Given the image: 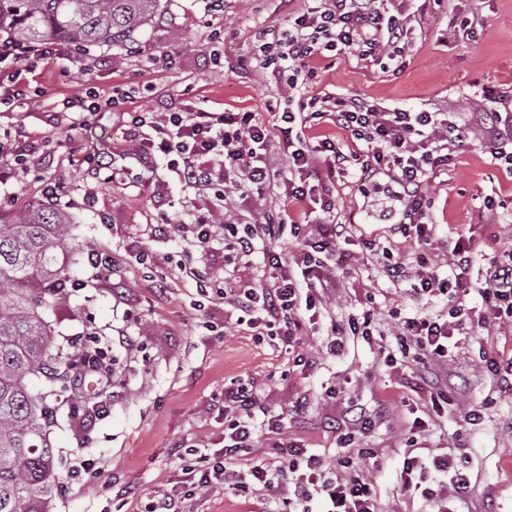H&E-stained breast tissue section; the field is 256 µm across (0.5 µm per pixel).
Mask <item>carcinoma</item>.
I'll return each mask as SVG.
<instances>
[{
	"label": "carcinoma",
	"instance_id": "cac0c4a2",
	"mask_svg": "<svg viewBox=\"0 0 512 512\" xmlns=\"http://www.w3.org/2000/svg\"><path fill=\"white\" fill-rule=\"evenodd\" d=\"M160 0H0V40L26 46L110 47L152 22ZM70 221L51 204L0 218V512H48L57 477L48 407L29 381L54 370L55 329L75 248Z\"/></svg>",
	"mask_w": 512,
	"mask_h": 512
}]
</instances>
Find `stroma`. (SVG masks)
I'll return each mask as SVG.
<instances>
[{"label": "stroma", "mask_w": 512, "mask_h": 512, "mask_svg": "<svg viewBox=\"0 0 512 512\" xmlns=\"http://www.w3.org/2000/svg\"><path fill=\"white\" fill-rule=\"evenodd\" d=\"M289 11L283 0H160L155 19L131 41L83 53L71 49L61 60H26L20 76L26 99L0 109V139L33 142L46 153L38 176L0 185V192L14 196L0 206V216L41 203L45 183H56L51 199L68 213L74 243L120 262L113 281L69 289L66 307L51 317L54 348L63 356L99 335L112 361L111 384L55 394L46 380L30 382L32 395L46 397L53 409L49 437L58 487L51 512H144L180 481L179 446L223 455L219 407L225 389L241 384L281 417L290 439L328 468L340 469L357 449L377 450L382 462L366 475L381 512H437L443 497L448 512H512V392L498 391L480 360L485 351L512 357V326L492 322L460 333L462 352L449 363L448 375L466 390L435 416L431 388L416 366L386 362L377 341L358 336L344 354L328 356L321 352L325 324L307 327L299 350L319 356L320 363L302 369L284 348L236 325L223 304L199 308L195 281L183 278L177 266L191 250L190 233L153 232L164 211L184 224L212 214L216 229L199 274L218 281L262 276L261 255L241 270L224 263L221 225L252 221L249 202L234 193L218 202L182 186L165 158H156L147 172L119 151L128 113L163 112L187 101L213 112H259L273 122L266 104L285 88L251 63L253 36L263 27L287 28ZM407 12L404 68L384 70L355 52H327L315 61L312 91L443 112H491L512 98V0H409ZM461 18L469 20L473 36L452 35ZM89 89L125 100L60 140L64 103L78 102ZM93 151L117 153L116 179L88 173L84 157ZM398 190L384 176L379 193L367 195L354 172L336 176L322 190L331 209L312 213L300 238L278 243L292 261L317 245L320 225L347 226L336 243L337 319L370 310L381 331L416 310L405 283L384 273L387 261L410 263L423 252L441 257L459 236H471L483 242L471 269L472 278L481 279L489 260L512 250V174L494 163L480 136L456 148L431 178L428 220L436 229L430 241L396 232ZM330 387L337 388L336 398H325ZM300 398L307 407L299 413L294 405ZM381 404L387 417L354 433L352 447H341L351 431L350 407L373 411ZM473 409L482 416L476 425L465 420ZM417 417L427 419L428 429H413ZM416 443L468 457L472 489L465 498L447 496L450 479L439 472L426 479L424 492L401 490L403 460ZM85 460L90 470L81 469Z\"/></svg>", "instance_id": "1"}]
</instances>
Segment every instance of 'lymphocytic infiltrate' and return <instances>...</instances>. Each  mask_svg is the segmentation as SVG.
Masks as SVG:
<instances>
[{
  "instance_id": "1",
  "label": "lymphocytic infiltrate",
  "mask_w": 512,
  "mask_h": 512,
  "mask_svg": "<svg viewBox=\"0 0 512 512\" xmlns=\"http://www.w3.org/2000/svg\"><path fill=\"white\" fill-rule=\"evenodd\" d=\"M410 29L402 9L389 12L375 7L373 0H321L319 6L305 7L289 21L287 29H259V69L287 86L283 102H268V111L277 115V127H270L259 113L211 112L187 107L157 114L130 113L121 140L130 155L144 169H151L157 155L169 158V166L186 186L205 189L218 186L235 189L241 199L258 201L275 187L280 169H287L284 192L300 207L312 204L318 190L311 174L322 168L326 178L354 170L362 186L375 185L378 175H387L401 189L404 209L397 226L403 235L428 239L434 227L426 220L428 184L434 171L447 165L452 149L469 137L471 126L481 127L491 144V155L500 166L512 171V112H474L459 122L456 113L387 108L356 94L329 98L306 94L314 75L313 59L322 52L356 51L375 61L398 63L401 45ZM327 123L358 142L345 151L343 142L325 136L307 141L305 131ZM301 217L281 211H262L254 223L224 227L225 247L242 264H249L256 247H263L269 266L265 281L238 282L216 288L215 298L235 312L237 324L254 335L267 336L295 350V365L313 367L314 361L297 352L298 338L306 318H327L336 281L311 255L302 254L288 264L276 243L284 234L299 236ZM480 243L459 237L451 251L449 274H442L437 260L420 255L414 263L394 262L386 275L409 283L415 301L445 296L441 310L416 311L392 329L403 361L428 368L434 391L432 407L448 400V364L462 324L464 303L472 291H479L485 314L478 325L489 321L512 325V257L492 262L484 287H476L468 270ZM261 400L248 388L224 392L223 460L202 454L183 468L187 479L183 490H173L154 498L146 512H184L186 500L198 491L224 488L255 500L259 512H269L279 503L289 512H313L311 503L322 499L323 512H377L375 492L359 466L361 460L377 459V451L361 448L356 461L332 473L318 455L288 441L280 420L267 421V441H260L254 424ZM262 451L263 458L246 471L229 469L228 461ZM447 473L457 497L470 490L464 460L452 455H436L417 448L404 459L400 473L404 489L420 488L429 471Z\"/></svg>"
}]
</instances>
